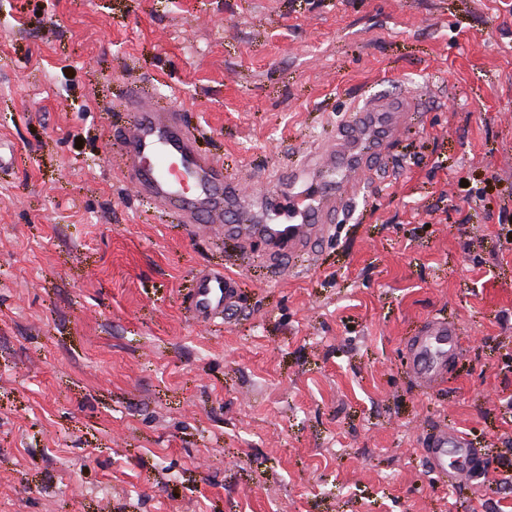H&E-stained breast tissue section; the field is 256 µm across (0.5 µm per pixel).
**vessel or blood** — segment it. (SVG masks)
<instances>
[{"mask_svg": "<svg viewBox=\"0 0 512 512\" xmlns=\"http://www.w3.org/2000/svg\"><path fill=\"white\" fill-rule=\"evenodd\" d=\"M116 109L127 118L111 135L117 172L137 197L175 214L194 234L223 233L246 252L261 242L269 268L282 274L308 265L315 244L329 236L339 216L352 212L376 166L413 128L419 97L408 90L355 96L335 137L318 141L266 183L265 193L281 196L288 208L283 222L248 207L252 180L228 173L203 151L180 108L133 84ZM237 284L220 267L199 272L190 297L193 320L207 325L228 316ZM406 354L419 385L434 387L462 354L459 322L428 319L407 339ZM479 454L468 434L448 426L434 432L424 451L434 472L458 484L471 478L470 463Z\"/></svg>", "mask_w": 512, "mask_h": 512, "instance_id": "1", "label": "vessel or blood"}]
</instances>
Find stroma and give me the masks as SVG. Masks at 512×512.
Returning <instances> with one entry per match:
<instances>
[{
    "label": "stroma",
    "mask_w": 512,
    "mask_h": 512,
    "mask_svg": "<svg viewBox=\"0 0 512 512\" xmlns=\"http://www.w3.org/2000/svg\"><path fill=\"white\" fill-rule=\"evenodd\" d=\"M131 82L258 180L362 91L423 101L279 279L122 185ZM0 142V512H512V0H0ZM214 266L240 294L200 326ZM432 317L464 349L426 391ZM443 425L484 450L458 487L422 454ZM239 278L224 273V268L213 267L199 272L190 297L192 319L207 325L216 318L226 317L238 297L234 289ZM462 329L454 319L431 318L406 341L413 375L423 389L433 388L447 373L448 364L462 354Z\"/></svg>",
    "instance_id": "35a3bbf8"
}]
</instances>
